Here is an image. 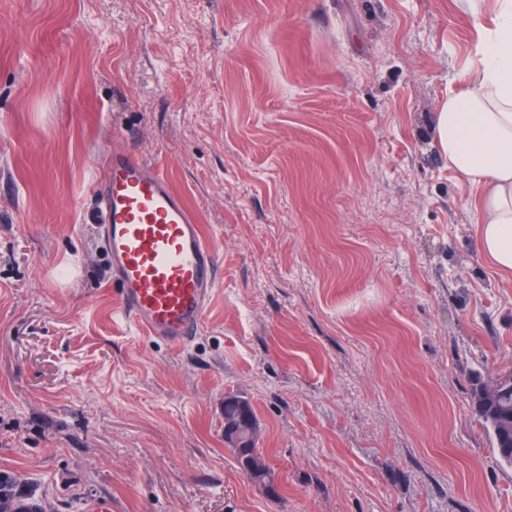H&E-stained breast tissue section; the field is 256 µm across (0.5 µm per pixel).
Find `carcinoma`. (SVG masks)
Returning <instances> with one entry per match:
<instances>
[{"label": "carcinoma", "mask_w": 512, "mask_h": 512, "mask_svg": "<svg viewBox=\"0 0 512 512\" xmlns=\"http://www.w3.org/2000/svg\"><path fill=\"white\" fill-rule=\"evenodd\" d=\"M471 400L478 417L491 437L494 450L499 460L512 466V447H506L508 437L512 434V372L499 377L490 386L477 384L473 388ZM238 465L253 481L274 489L273 474L269 465L257 471L247 469V460L261 457L256 448V440L242 448L233 449Z\"/></svg>", "instance_id": "cac0c4a2"}]
</instances>
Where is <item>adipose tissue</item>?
Listing matches in <instances>:
<instances>
[{
    "label": "adipose tissue",
    "mask_w": 512,
    "mask_h": 512,
    "mask_svg": "<svg viewBox=\"0 0 512 512\" xmlns=\"http://www.w3.org/2000/svg\"><path fill=\"white\" fill-rule=\"evenodd\" d=\"M478 61L459 78L435 117L448 167L477 188L478 247L500 272L512 273V0L495 17L472 14Z\"/></svg>",
    "instance_id": "obj_1"
}]
</instances>
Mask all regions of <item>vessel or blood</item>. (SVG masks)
I'll return each mask as SVG.
<instances>
[{
    "mask_svg": "<svg viewBox=\"0 0 512 512\" xmlns=\"http://www.w3.org/2000/svg\"><path fill=\"white\" fill-rule=\"evenodd\" d=\"M93 192L122 315L145 335L189 345L217 278L215 248L160 168L127 150L103 162Z\"/></svg>",
    "mask_w": 512,
    "mask_h": 512,
    "instance_id": "1",
    "label": "vessel or blood"
}]
</instances>
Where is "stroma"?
<instances>
[{"label":"stroma","mask_w":512,"mask_h":512,"mask_svg":"<svg viewBox=\"0 0 512 512\" xmlns=\"http://www.w3.org/2000/svg\"><path fill=\"white\" fill-rule=\"evenodd\" d=\"M496 0H0V478L82 512H512V372L434 117ZM158 164L221 259L186 347L121 314L92 185ZM247 401L267 489L224 444ZM471 400L499 460L512 466V447L506 448L512 431V372L502 375L490 386L476 384Z\"/></svg>","instance_id":"35a3bbf8"}]
</instances>
